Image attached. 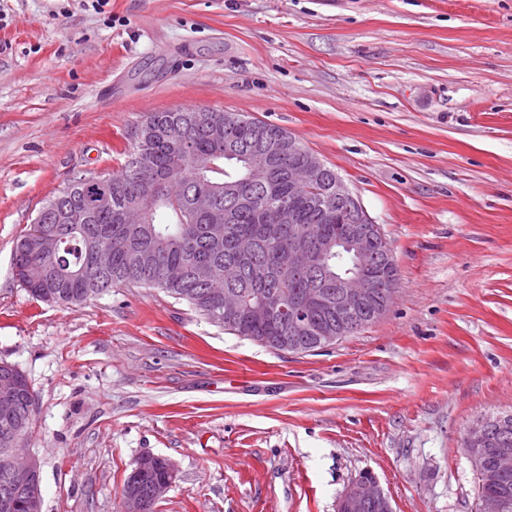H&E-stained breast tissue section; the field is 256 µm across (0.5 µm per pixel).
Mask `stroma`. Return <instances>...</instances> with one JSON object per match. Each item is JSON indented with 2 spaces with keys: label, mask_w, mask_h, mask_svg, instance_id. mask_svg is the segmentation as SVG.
I'll use <instances>...</instances> for the list:
<instances>
[{
  "label": "stroma",
  "mask_w": 512,
  "mask_h": 512,
  "mask_svg": "<svg viewBox=\"0 0 512 512\" xmlns=\"http://www.w3.org/2000/svg\"><path fill=\"white\" fill-rule=\"evenodd\" d=\"M244 112L334 168L389 239L400 296L280 353L157 288L38 301L12 257L43 203L120 171L143 117ZM34 396L45 512H476L469 425L512 411V0H0V362ZM161 459L162 457L159 455L144 454L137 459L135 467L131 473L134 479L142 476L137 480V489L145 497H150L152 487L157 484L153 490L152 499L154 501L160 500L172 486V481L165 484H159L171 479L172 472H174V467L167 458H163L159 467L155 469ZM137 489L134 482H131L130 487L124 491L122 495L123 512H149V501L142 497ZM378 504L384 512H392L388 497L377 479L367 472L360 473L347 486L336 504L337 512H362L370 504ZM376 505L369 506L365 512H380Z\"/></svg>",
  "instance_id": "1"
}]
</instances>
